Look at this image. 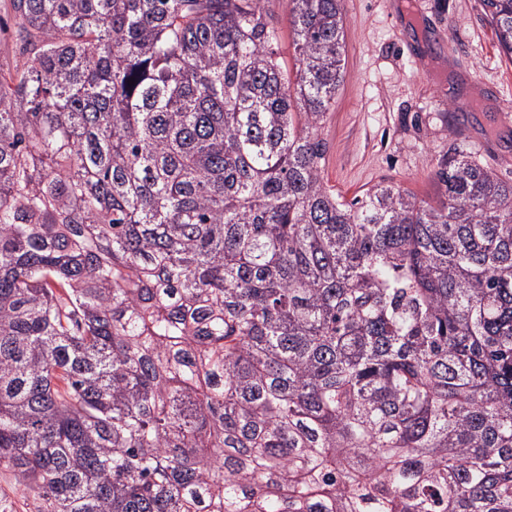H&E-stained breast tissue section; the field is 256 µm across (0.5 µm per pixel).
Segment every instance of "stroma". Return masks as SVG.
Here are the masks:
<instances>
[{"label":"stroma","mask_w":512,"mask_h":512,"mask_svg":"<svg viewBox=\"0 0 512 512\" xmlns=\"http://www.w3.org/2000/svg\"><path fill=\"white\" fill-rule=\"evenodd\" d=\"M346 78L326 118L324 179L344 200L389 180L435 199L452 143L512 180V63L482 0H344ZM0 466V512H46Z\"/></svg>","instance_id":"1"}]
</instances>
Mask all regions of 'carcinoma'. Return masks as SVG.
Here are the masks:
<instances>
[{
    "mask_svg": "<svg viewBox=\"0 0 512 512\" xmlns=\"http://www.w3.org/2000/svg\"><path fill=\"white\" fill-rule=\"evenodd\" d=\"M267 2L10 0L0 464L50 512H512V181L455 144L434 204L342 200L344 0H288L293 80Z\"/></svg>",
    "mask_w": 512,
    "mask_h": 512,
    "instance_id": "1",
    "label": "carcinoma"
}]
</instances>
